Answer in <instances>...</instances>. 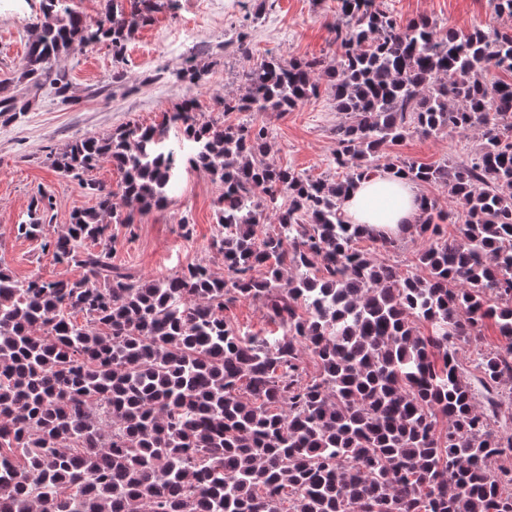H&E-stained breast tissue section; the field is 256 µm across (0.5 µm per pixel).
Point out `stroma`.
<instances>
[{
    "label": "stroma",
    "mask_w": 512,
    "mask_h": 512,
    "mask_svg": "<svg viewBox=\"0 0 512 512\" xmlns=\"http://www.w3.org/2000/svg\"><path fill=\"white\" fill-rule=\"evenodd\" d=\"M149 24L138 27L122 62L96 45L80 58L60 57L57 70L70 84V101L50 88L31 91L32 106L12 123L0 124V268L17 280L78 277V269L55 263L40 240L18 235L32 199L47 191L54 197L49 234L62 231L74 211L96 200L79 181L61 176L49 154L74 139L102 135L137 124L162 125L165 112L183 97L186 87L168 71L191 62L207 70L194 94L201 113L230 122L254 121L270 132L271 160L311 177L334 175L330 166L334 131L347 117L337 112L328 87L286 113L223 112V100L244 93L242 75L261 60L276 57L323 59L335 65L340 51L327 24L336 16V0H155ZM382 9L406 21L425 17L441 28H502L512 19L501 15L495 0H380ZM41 0H0V80L18 76L29 43L37 34ZM251 51L237 52L241 33ZM121 79H113V72ZM163 126V125H162ZM480 143L478 130L433 136L407 135L388 149L392 158L426 165L470 152ZM220 190L202 170L181 164L177 188L167 206L134 216L133 225L113 224L112 261L143 277L174 273L191 264L224 270V256L214 246L218 234L216 201Z\"/></svg>",
    "instance_id": "stroma-1"
}]
</instances>
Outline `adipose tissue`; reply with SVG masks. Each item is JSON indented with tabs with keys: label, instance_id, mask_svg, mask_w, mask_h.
<instances>
[{
	"label": "adipose tissue",
	"instance_id": "1",
	"mask_svg": "<svg viewBox=\"0 0 512 512\" xmlns=\"http://www.w3.org/2000/svg\"><path fill=\"white\" fill-rule=\"evenodd\" d=\"M342 212L349 223L368 224L400 234L417 223L420 198L411 182L377 174L353 185L343 200Z\"/></svg>",
	"mask_w": 512,
	"mask_h": 512
}]
</instances>
